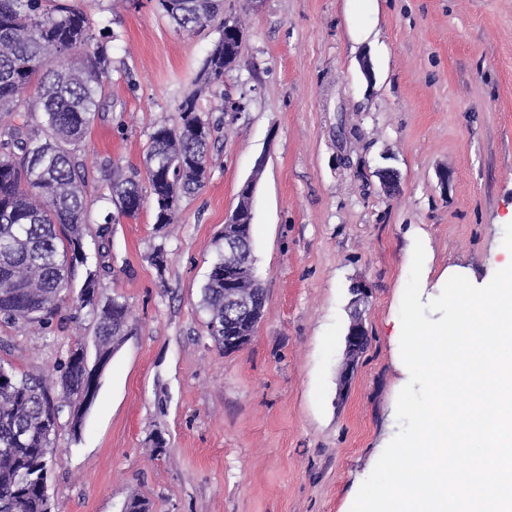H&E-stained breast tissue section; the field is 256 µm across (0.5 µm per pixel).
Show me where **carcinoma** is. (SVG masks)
<instances>
[{"label":"carcinoma","mask_w":512,"mask_h":512,"mask_svg":"<svg viewBox=\"0 0 512 512\" xmlns=\"http://www.w3.org/2000/svg\"><path fill=\"white\" fill-rule=\"evenodd\" d=\"M186 32L209 26L224 0H159ZM240 58L234 37L220 35L199 75L204 88L224 82ZM112 60L95 38L86 12L70 0H0V325L53 329L70 299L95 321L96 356L110 360L129 333L130 310L105 297L110 265L92 261L85 248L92 220L84 187L81 148L100 110ZM35 87L36 98L26 93ZM179 122L150 135L143 171L123 175L100 166L118 215L136 217L152 201L155 224L173 223L180 199L206 184L212 127L203 119L198 91L178 105ZM252 239L221 253L203 286L207 328L219 348L224 336L249 324L234 316L225 295L224 270L238 271L237 290L265 303L250 269ZM84 349L70 348L54 377L16 373L0 362V512H48L41 474L63 413L81 416Z\"/></svg>","instance_id":"cac0c4a2"}]
</instances>
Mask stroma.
<instances>
[{
    "mask_svg": "<svg viewBox=\"0 0 512 512\" xmlns=\"http://www.w3.org/2000/svg\"><path fill=\"white\" fill-rule=\"evenodd\" d=\"M80 5L112 58L105 109L82 147L99 217L112 209L101 162L142 168L151 132L178 121L219 30H180L158 0ZM224 11L245 36L238 67L200 96L214 126L208 179L165 230L149 202L111 225L103 292L126 300L133 329L80 432L60 420L53 512H122L135 494L153 512H350L398 430L409 376L394 335L415 240L424 303L444 269L477 285L503 258L512 0H224ZM230 99L244 111H226ZM260 157L252 256L265 311L252 340L227 354L208 332L202 287ZM160 246L161 273L149 262ZM358 280L370 289L369 345L342 397ZM60 317L49 335L0 327L16 372L49 373L78 342L94 355L91 316Z\"/></svg>",
    "mask_w": 512,
    "mask_h": 512,
    "instance_id": "1",
    "label": "stroma"
}]
</instances>
